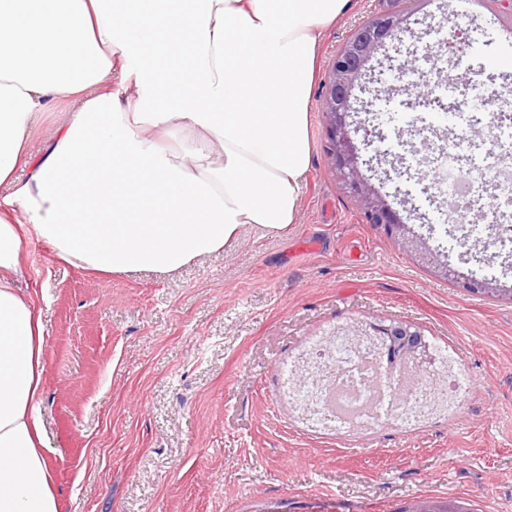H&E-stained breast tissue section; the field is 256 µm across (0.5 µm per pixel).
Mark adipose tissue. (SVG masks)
I'll use <instances>...</instances> for the list:
<instances>
[{
	"label": "adipose tissue",
	"instance_id": "adipose-tissue-1",
	"mask_svg": "<svg viewBox=\"0 0 512 512\" xmlns=\"http://www.w3.org/2000/svg\"><path fill=\"white\" fill-rule=\"evenodd\" d=\"M350 2L0 0V512H60L29 242L93 272L165 274L248 225L287 235L320 37ZM58 104L70 117L36 154ZM70 109L59 106L54 110L45 112L41 119V123L36 133V137L32 142L34 150L41 148V146L52 136L54 129L66 120Z\"/></svg>",
	"mask_w": 512,
	"mask_h": 512
}]
</instances>
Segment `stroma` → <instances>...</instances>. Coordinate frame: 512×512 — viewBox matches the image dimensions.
<instances>
[{
	"label": "stroma",
	"mask_w": 512,
	"mask_h": 512,
	"mask_svg": "<svg viewBox=\"0 0 512 512\" xmlns=\"http://www.w3.org/2000/svg\"><path fill=\"white\" fill-rule=\"evenodd\" d=\"M353 0L323 35L309 101L311 165L287 236L247 226L179 271L101 274L28 248L45 328L42 420L61 512H403L420 499L512 512V302L438 277L368 223L328 154L323 96ZM456 25L452 97L512 34L496 0ZM406 321L453 347L474 387L456 417L342 435L300 424L279 366L323 329Z\"/></svg>",
	"instance_id": "35a3bbf8"
}]
</instances>
